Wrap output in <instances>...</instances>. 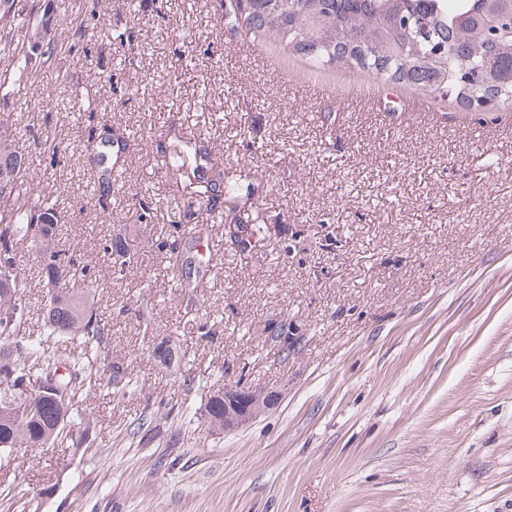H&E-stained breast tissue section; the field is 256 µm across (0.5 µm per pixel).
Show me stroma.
<instances>
[{
    "label": "stroma",
    "instance_id": "1",
    "mask_svg": "<svg viewBox=\"0 0 512 512\" xmlns=\"http://www.w3.org/2000/svg\"><path fill=\"white\" fill-rule=\"evenodd\" d=\"M135 2L140 54L101 48L131 22L126 0H102L86 48L57 29L58 70L34 64L0 95L37 189L63 205L60 248L105 275L110 350L137 379L83 402V442L0 462V512H512V99L476 112L316 69L228 32L221 0ZM50 86L67 147L55 166L31 134ZM79 86L128 135L108 215ZM198 139L219 149L228 183L258 170L224 212L270 234L244 250L213 230L201 248L213 268L191 290L165 245L208 215L169 192L162 150ZM143 195L148 234L133 217ZM114 236L131 256L122 272L94 249ZM166 334L180 367L146 353ZM237 383L278 400L211 429L208 396Z\"/></svg>",
    "mask_w": 512,
    "mask_h": 512
}]
</instances>
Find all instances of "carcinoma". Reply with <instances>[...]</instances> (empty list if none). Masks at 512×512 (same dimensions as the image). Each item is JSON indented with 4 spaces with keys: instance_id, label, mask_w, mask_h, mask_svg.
Segmentation results:
<instances>
[{
    "instance_id": "1",
    "label": "carcinoma",
    "mask_w": 512,
    "mask_h": 512,
    "mask_svg": "<svg viewBox=\"0 0 512 512\" xmlns=\"http://www.w3.org/2000/svg\"><path fill=\"white\" fill-rule=\"evenodd\" d=\"M485 0H458L450 10L444 0H225L224 19L232 30L255 39L275 38L289 52L317 66H339L366 72L403 89L444 95L463 101L512 97V38L495 40L486 32ZM21 27L10 14H0V29L14 33L33 30L27 41L53 59L58 42L49 26ZM479 69L486 88L463 82L461 71ZM84 147L97 176L98 208L109 212L112 188V146L96 135L92 101H87ZM43 152H61L55 131L40 129ZM172 175L186 168L198 187L194 204L206 208L214 224L225 223L221 156L210 142L200 140L190 150L168 155ZM136 220L149 230L151 202H136ZM59 211L55 202L37 192L14 134L0 130V375L13 388L0 390V452L6 448H48L63 430L88 434L90 419L74 413L93 388L126 394L136 385L132 372L112 360V321L98 313L95 271L80 257L57 247ZM241 243L248 247L265 239L263 227L243 226ZM25 247L47 288L39 329L30 328V310L23 302L28 277L17 259ZM103 253L126 266L128 249L122 241L102 243ZM170 258L181 263L185 277L200 274L185 258L181 244L170 246ZM204 411L208 423L224 428V394L209 396Z\"/></svg>"
}]
</instances>
